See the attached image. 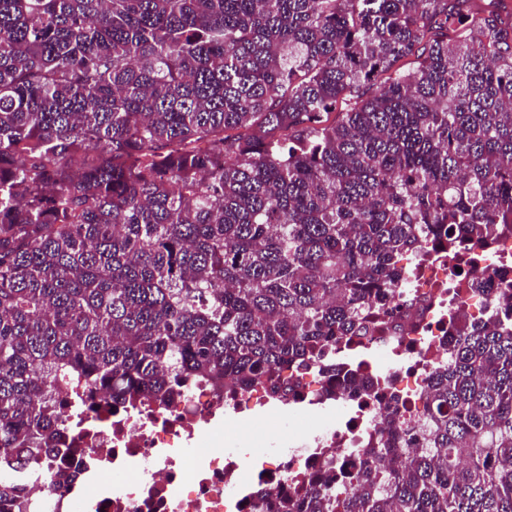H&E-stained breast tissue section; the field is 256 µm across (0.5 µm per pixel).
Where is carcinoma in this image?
<instances>
[{"mask_svg":"<svg viewBox=\"0 0 512 512\" xmlns=\"http://www.w3.org/2000/svg\"><path fill=\"white\" fill-rule=\"evenodd\" d=\"M497 2L0 0L1 503L26 512L57 384L277 389L377 329L408 251L512 234ZM422 420L402 469L330 455L252 512H512V313L458 319Z\"/></svg>","mask_w":512,"mask_h":512,"instance_id":"obj_1","label":"carcinoma"}]
</instances>
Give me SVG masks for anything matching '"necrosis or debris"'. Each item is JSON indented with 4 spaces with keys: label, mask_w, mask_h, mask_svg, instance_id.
Returning <instances> with one entry per match:
<instances>
[{
    "label": "necrosis or debris",
    "mask_w": 512,
    "mask_h": 512,
    "mask_svg": "<svg viewBox=\"0 0 512 512\" xmlns=\"http://www.w3.org/2000/svg\"><path fill=\"white\" fill-rule=\"evenodd\" d=\"M402 265L383 331L336 349L379 380L381 398L338 396L334 374L318 361L288 372L290 389L278 394L266 384L227 394L198 381L173 405L147 400L91 413L83 388L71 387L61 438L44 466L72 481L50 491L42 475H30L28 512H250L255 490L274 500L322 478L327 453L352 468L390 413L421 443L427 382L448 359L451 322L512 308L504 290L512 283V238L475 245L460 259L429 244ZM490 273V289H474ZM228 422L246 451H225Z\"/></svg>",
    "instance_id": "obj_1"
}]
</instances>
